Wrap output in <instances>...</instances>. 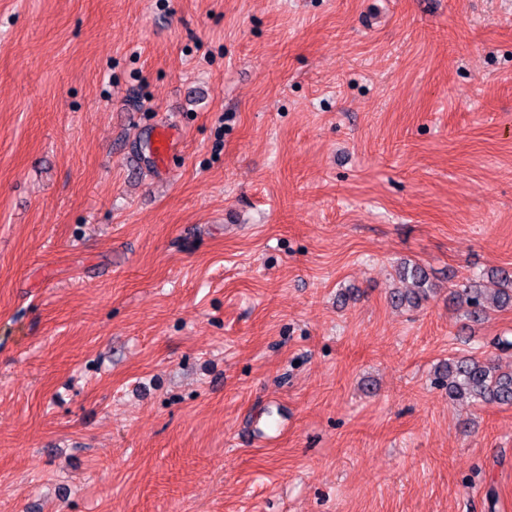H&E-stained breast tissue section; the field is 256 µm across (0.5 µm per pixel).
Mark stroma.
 Here are the masks:
<instances>
[{
  "label": "stroma",
  "mask_w": 512,
  "mask_h": 512,
  "mask_svg": "<svg viewBox=\"0 0 512 512\" xmlns=\"http://www.w3.org/2000/svg\"><path fill=\"white\" fill-rule=\"evenodd\" d=\"M501 267L512 0H0V512H512ZM175 135L166 127L157 128L153 139V153L158 162L163 163L173 150ZM398 275L403 280L411 279L414 288L404 292H392L391 300L396 305L418 307L434 293V288L428 285L429 277L427 272L419 264L404 262V265L398 268ZM496 279L499 288L492 295L485 293L479 281L470 278L451 288L448 300L462 312L464 318L474 321L485 319L491 312L512 307V271L499 269ZM447 381L448 395L479 405H512V369H503L488 357L474 355L448 360L439 377Z\"/></svg>",
  "instance_id": "obj_1"
}]
</instances>
